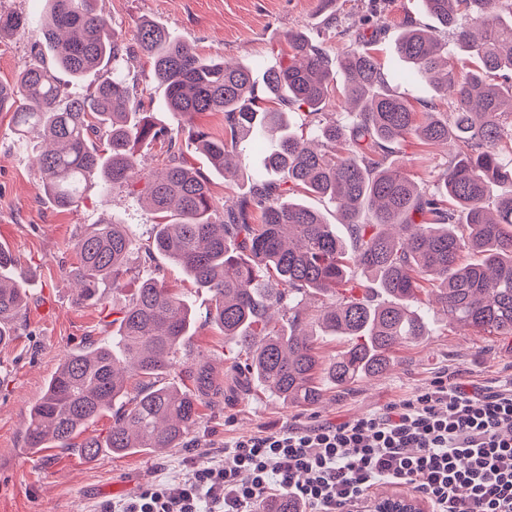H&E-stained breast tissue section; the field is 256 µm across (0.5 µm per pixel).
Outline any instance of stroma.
Instances as JSON below:
<instances>
[{
    "label": "stroma",
    "instance_id": "obj_1",
    "mask_svg": "<svg viewBox=\"0 0 512 512\" xmlns=\"http://www.w3.org/2000/svg\"><path fill=\"white\" fill-rule=\"evenodd\" d=\"M341 17L363 18L391 86L417 112H452L449 98L428 82L404 76L405 65L394 55V41L406 20L430 25L420 0H337ZM116 33L131 36L142 21L159 22L190 41L206 58L252 67L255 80L265 69L287 58L289 31L300 30L325 46L338 62L350 44L337 35L318 0H97ZM33 40L22 35L0 36V82H13L19 69L33 61ZM123 73L134 84L144 112L160 127L175 120L163 106L164 89L154 78L147 58L126 60ZM42 145L29 140L19 146L12 115L0 112V245L15 258L16 278L30 291L20 336L0 348V512H105L107 506L140 490L177 480L194 467L219 456L225 441L275 433L364 416L410 397L442 376L487 388L512 377V335L489 336L451 327L437 306L428 315L435 322L431 336L397 347L393 365L383 375L344 387L328 386L319 406L300 409L270 396L264 389L225 394L219 405L205 409L187 444L157 455L107 452L84 458L77 449H44L35 457L24 451L23 434L32 404L67 353L88 337L104 335L113 316L95 305L78 302L67 271L74 261L71 244L88 225L110 217L147 239L156 218L141 200L120 191L90 188L82 205L72 211L54 207L38 186L32 159ZM241 161L225 175L210 174L204 156L186 148L187 166L209 173L216 203L247 191L266 179L264 147L238 145ZM416 180H433L448 161L437 145L408 140L398 155ZM168 284L191 293L195 301L193 352L207 355L218 372L230 365L224 357V333L207 320L210 300L175 265L160 260Z\"/></svg>",
    "mask_w": 512,
    "mask_h": 512
}]
</instances>
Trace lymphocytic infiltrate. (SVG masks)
Segmentation results:
<instances>
[{"label":"lymphocytic infiltrate","instance_id":"obj_1","mask_svg":"<svg viewBox=\"0 0 512 512\" xmlns=\"http://www.w3.org/2000/svg\"><path fill=\"white\" fill-rule=\"evenodd\" d=\"M401 484L431 512H512V379L483 391L440 379L353 420L235 439L113 512H252L274 492L299 512H352L370 489Z\"/></svg>","mask_w":512,"mask_h":512}]
</instances>
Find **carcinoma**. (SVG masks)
I'll use <instances>...</instances> for the list:
<instances>
[{"mask_svg": "<svg viewBox=\"0 0 512 512\" xmlns=\"http://www.w3.org/2000/svg\"><path fill=\"white\" fill-rule=\"evenodd\" d=\"M44 14L0 11V33L29 35L50 59L25 64L0 83V112L13 113L18 142L31 134L48 146L36 168L41 190L57 208L79 207L88 187L126 189L158 215L146 241L104 218L72 245L68 275L78 298L112 306V335L66 355L32 405L26 447H72L81 454H158L178 448L202 419V405L224 394L204 355L185 358L194 326L191 297L168 285L154 264L181 267L211 297L209 318L235 346L231 383L251 384L295 407L321 402L325 379L336 386L379 376L394 349L433 333L420 295L431 290L450 325L512 334V0H421L434 27L405 24L394 52L409 75L449 94L454 112H413L394 94L375 39L360 30L339 61L348 121L323 123L334 73L326 50L288 32V62L264 71L274 106H262L253 69L206 59L153 21L130 44L99 15L95 0H44ZM451 32L467 53L448 51ZM149 58L164 86L176 130L157 128L119 73L125 56ZM112 65L86 97L64 93L60 74L79 81ZM306 105L309 136L285 118ZM224 114V138L195 125L198 114ZM247 135L275 137L265 157L277 176L249 196L217 207L209 178L187 168L183 145L202 151L224 173L229 149ZM415 137L453 147L446 169L420 184L387 163L397 144ZM167 145L158 174L141 168L144 149ZM336 204L347 236L288 194ZM259 212L261 223H250ZM140 255L139 288L124 294L128 260ZM0 247V347L19 335L27 289ZM345 338L347 349L323 361L315 342ZM111 414L105 437L88 433ZM281 494L258 512H295Z\"/></svg>", "mask_w": 512, "mask_h": 512, "instance_id": "obj_1", "label": "carcinoma"}]
</instances>
